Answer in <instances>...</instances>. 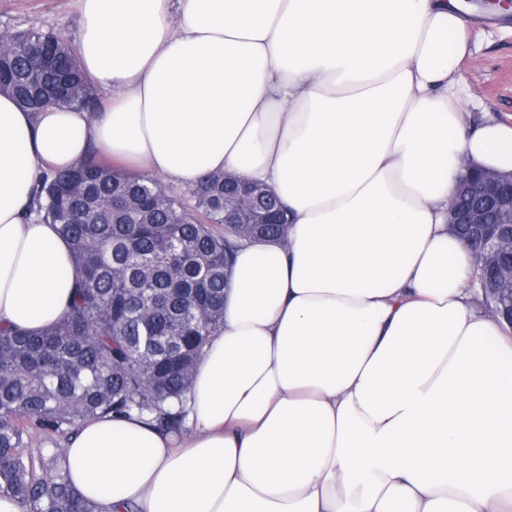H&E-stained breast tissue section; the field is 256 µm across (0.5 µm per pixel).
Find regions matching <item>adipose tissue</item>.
<instances>
[{
	"mask_svg": "<svg viewBox=\"0 0 512 512\" xmlns=\"http://www.w3.org/2000/svg\"><path fill=\"white\" fill-rule=\"evenodd\" d=\"M95 115L0 94V323L37 331L75 282L31 218L89 146L195 186L266 182L288 243L241 248L182 437L82 421L70 483L99 512H512V336L471 303L448 228L468 167L512 171V123H469L456 0H78Z\"/></svg>",
	"mask_w": 512,
	"mask_h": 512,
	"instance_id": "1",
	"label": "adipose tissue"
}]
</instances>
